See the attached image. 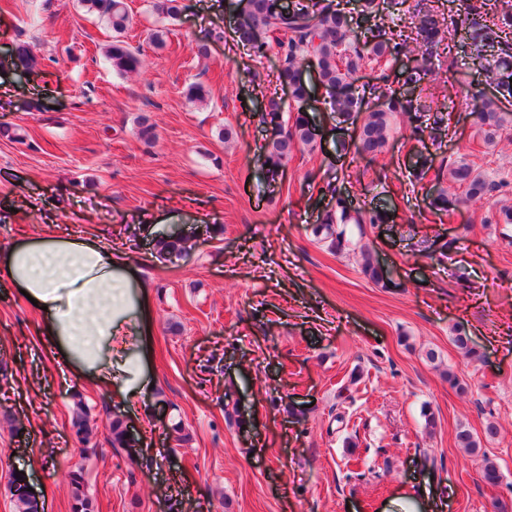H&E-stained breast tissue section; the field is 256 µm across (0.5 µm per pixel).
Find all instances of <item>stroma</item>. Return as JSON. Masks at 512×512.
Returning a JSON list of instances; mask_svg holds the SVG:
<instances>
[{
  "instance_id": "1",
  "label": "stroma",
  "mask_w": 512,
  "mask_h": 512,
  "mask_svg": "<svg viewBox=\"0 0 512 512\" xmlns=\"http://www.w3.org/2000/svg\"><path fill=\"white\" fill-rule=\"evenodd\" d=\"M125 2V37L143 67L124 77L103 56L111 29L77 0H12L0 15V126L21 135L0 138V247L26 232L95 235L140 270L153 316L143 356L152 387L145 406L131 407L62 375L40 314L0 284V512H17L11 481L21 471L44 512H70L76 467L95 512H411L424 490L446 512H512V224L497 220L512 208V122L485 144L470 116L476 100L430 76L419 88L426 111L395 115L383 151L353 158V125L319 97L316 141L297 146L271 186L258 105L284 90L275 53L238 47L236 0H183L173 19L157 0ZM157 29L167 32L160 48ZM19 41L38 57L21 77L4 64ZM420 62L413 48L363 61L357 76L394 87ZM439 65L496 91L489 54L454 51ZM194 82L206 104L186 100ZM447 110L451 124L437 130ZM142 114L156 124L149 146L136 134ZM414 126L422 142L407 141ZM224 127L231 139L219 138ZM417 152L437 166L474 164L500 188L429 220L430 193L460 188L417 177ZM329 184L366 210L393 204L392 222L347 227L393 287L368 280L360 256L315 239ZM167 234L183 238L180 254L159 253ZM448 239L455 249L440 254ZM459 331L476 355L455 345ZM451 372L463 389L450 386ZM78 394L97 420L87 451L71 425ZM228 397L238 403L229 418ZM115 418L149 447L115 451ZM175 422L187 442L176 441ZM464 429L480 437L482 456L460 445ZM34 454L42 467L26 471ZM486 458L497 485L482 479Z\"/></svg>"
}]
</instances>
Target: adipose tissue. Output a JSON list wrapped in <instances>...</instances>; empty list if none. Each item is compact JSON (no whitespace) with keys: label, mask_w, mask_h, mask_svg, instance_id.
Returning a JSON list of instances; mask_svg holds the SVG:
<instances>
[{"label":"adipose tissue","mask_w":512,"mask_h":512,"mask_svg":"<svg viewBox=\"0 0 512 512\" xmlns=\"http://www.w3.org/2000/svg\"><path fill=\"white\" fill-rule=\"evenodd\" d=\"M0 273L42 308V333L74 375L141 396L147 381L130 342L150 335L149 293L137 269L99 239L24 236L0 247Z\"/></svg>","instance_id":"adipose-tissue-1"}]
</instances>
